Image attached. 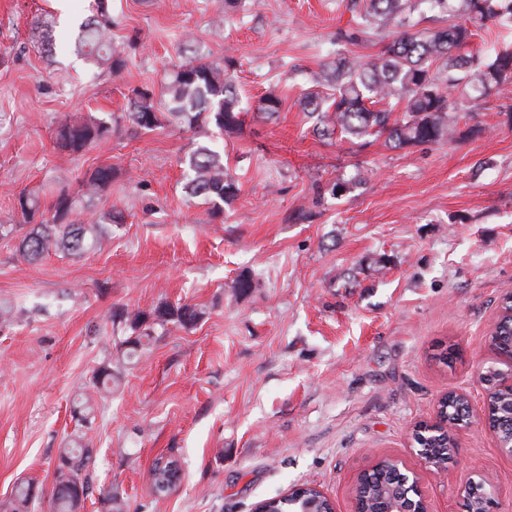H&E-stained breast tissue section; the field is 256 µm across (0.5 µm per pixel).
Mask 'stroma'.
I'll list each match as a JSON object with an SVG mask.
<instances>
[{
	"label": "stroma",
	"instance_id": "obj_1",
	"mask_svg": "<svg viewBox=\"0 0 512 512\" xmlns=\"http://www.w3.org/2000/svg\"><path fill=\"white\" fill-rule=\"evenodd\" d=\"M123 46L142 49L120 74L76 59L50 0H0V224L21 220L17 193L42 207L56 188L112 168L90 209L118 213L110 243L30 264L0 240V503L19 482L49 512L58 453L72 433L93 448L92 495L81 512H253L296 485L319 487L335 512H354L359 473L390 458L415 471L429 512H463L482 483L512 512V458L485 424L483 366L490 330L512 293L511 100L492 94L469 112L480 134L442 145L360 147L317 138L298 99L339 56L380 53L393 28L351 44L340 0H112ZM56 35L54 55L41 49ZM218 60L234 53L243 97L276 92L277 118L249 112L237 132L203 137L166 127L135 132L123 114L133 88L161 85L184 44ZM97 115L106 142L74 156L54 144L59 122ZM224 155L240 184L210 221L184 191L183 158L200 143ZM348 181L316 195V184ZM241 276L254 286L244 295ZM197 305L189 328L156 327L118 389L88 422L80 387L128 329L122 309ZM465 395L474 424L454 432L445 470L421 458L416 426L440 397ZM176 456L180 483L150 489L155 459Z\"/></svg>",
	"mask_w": 512,
	"mask_h": 512
}]
</instances>
